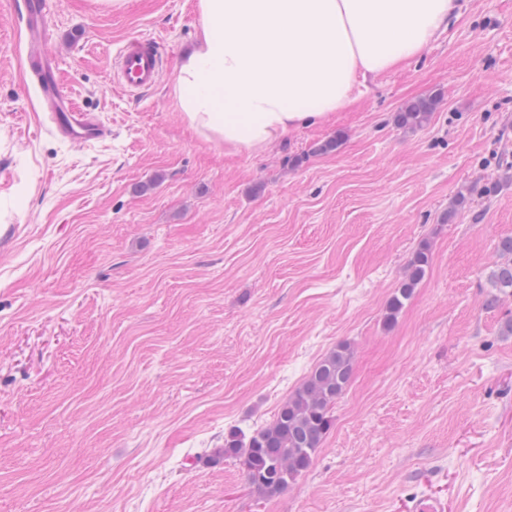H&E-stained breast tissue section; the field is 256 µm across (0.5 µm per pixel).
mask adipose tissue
<instances>
[{"label":"adipose tissue","instance_id":"adipose-tissue-1","mask_svg":"<svg viewBox=\"0 0 512 512\" xmlns=\"http://www.w3.org/2000/svg\"><path fill=\"white\" fill-rule=\"evenodd\" d=\"M462 9V0H197L199 34L177 67V107L225 150H262L346 109Z\"/></svg>","mask_w":512,"mask_h":512}]
</instances>
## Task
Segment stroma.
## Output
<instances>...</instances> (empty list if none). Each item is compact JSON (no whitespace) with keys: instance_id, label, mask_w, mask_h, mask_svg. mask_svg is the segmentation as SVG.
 <instances>
[{"instance_id":"35a3bbf8","label":"stroma","mask_w":512,"mask_h":512,"mask_svg":"<svg viewBox=\"0 0 512 512\" xmlns=\"http://www.w3.org/2000/svg\"><path fill=\"white\" fill-rule=\"evenodd\" d=\"M22 2L0 0V512H512V295L486 306L512 236V0H464L422 56L256 153L176 106L197 0H49L62 88L111 130L82 146L49 128ZM148 37L159 80L123 92L114 60ZM428 96L429 124L395 126ZM345 341L351 385L285 491L208 464ZM430 262L429 246L422 245L409 260L405 277L390 298L387 305L386 322L391 323L404 306V301L411 298L415 288L425 275Z\"/></svg>"}]
</instances>
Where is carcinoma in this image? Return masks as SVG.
Returning a JSON list of instances; mask_svg holds the SVG:
<instances>
[{
  "label": "carcinoma",
  "mask_w": 512,
  "mask_h": 512,
  "mask_svg": "<svg viewBox=\"0 0 512 512\" xmlns=\"http://www.w3.org/2000/svg\"><path fill=\"white\" fill-rule=\"evenodd\" d=\"M437 99L419 98L406 103L394 116L400 128L426 126ZM497 251L502 262L490 275L492 287L512 293V236L501 239ZM430 262L429 246L422 245L409 260L405 277L387 305L386 322L409 300ZM354 371V349L348 342L336 345L309 372L301 385L281 405L273 420L247 436L231 431L224 447L210 455L213 463L232 459L239 464L248 485L263 497H274L305 472L334 424L336 401L347 391Z\"/></svg>",
  "instance_id": "carcinoma-1"
}]
</instances>
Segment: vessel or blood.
Wrapping results in <instances>:
<instances>
[{"mask_svg":"<svg viewBox=\"0 0 512 512\" xmlns=\"http://www.w3.org/2000/svg\"><path fill=\"white\" fill-rule=\"evenodd\" d=\"M48 0H23L28 36L29 67L38 75L43 100L51 114L56 132L76 144H87L103 139L108 128L93 113L84 111L64 96L56 78L58 65L42 54L40 47L47 33L44 18ZM163 67L159 43L154 39L130 42L119 52L117 72L122 85L132 91L152 89Z\"/></svg>","mask_w":512,"mask_h":512,"instance_id":"obj_1","label":"vessel or blood"}]
</instances>
